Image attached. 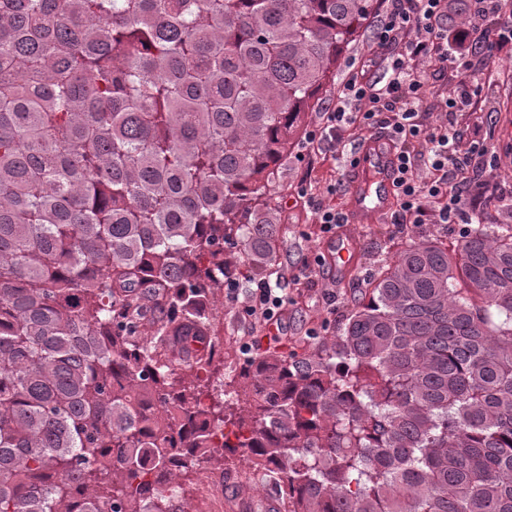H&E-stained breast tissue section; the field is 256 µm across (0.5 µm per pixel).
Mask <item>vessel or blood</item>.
<instances>
[{
    "label": "vessel or blood",
    "instance_id": "vessel-or-blood-1",
    "mask_svg": "<svg viewBox=\"0 0 512 512\" xmlns=\"http://www.w3.org/2000/svg\"><path fill=\"white\" fill-rule=\"evenodd\" d=\"M358 159L350 173L345 217L350 224H368L385 215L393 202L395 149L387 140L371 139L364 143Z\"/></svg>",
    "mask_w": 512,
    "mask_h": 512
}]
</instances>
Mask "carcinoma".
<instances>
[{"mask_svg":"<svg viewBox=\"0 0 512 512\" xmlns=\"http://www.w3.org/2000/svg\"><path fill=\"white\" fill-rule=\"evenodd\" d=\"M375 2L0 0V512H184L220 450L277 490L249 512H512V224L405 245L333 340L202 385Z\"/></svg>","mask_w":512,"mask_h":512,"instance_id":"cac0c4a2","label":"carcinoma"}]
</instances>
